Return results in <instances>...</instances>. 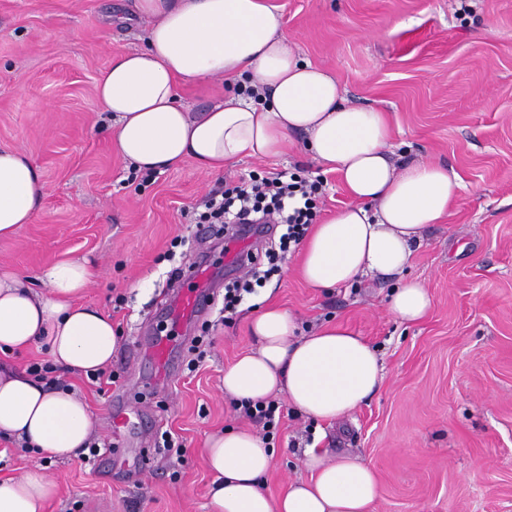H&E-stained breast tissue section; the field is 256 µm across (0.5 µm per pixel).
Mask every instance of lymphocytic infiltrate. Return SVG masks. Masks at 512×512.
Instances as JSON below:
<instances>
[{"instance_id": "f902f5d3", "label": "lymphocytic infiltrate", "mask_w": 512, "mask_h": 512, "mask_svg": "<svg viewBox=\"0 0 512 512\" xmlns=\"http://www.w3.org/2000/svg\"><path fill=\"white\" fill-rule=\"evenodd\" d=\"M322 186L297 177L276 173L270 177L240 180L222 196L207 195L203 216L215 224H274L280 226L279 252L250 257L241 277L224 288V318L232 320L255 285L278 270L280 252L289 251L305 239L316 218V200Z\"/></svg>"}]
</instances>
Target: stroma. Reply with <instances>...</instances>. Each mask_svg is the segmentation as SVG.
<instances>
[{
  "mask_svg": "<svg viewBox=\"0 0 512 512\" xmlns=\"http://www.w3.org/2000/svg\"><path fill=\"white\" fill-rule=\"evenodd\" d=\"M304 57L334 75L347 104L386 113L392 149L451 168L459 201L427 233L408 275L432 295L428 316L395 320L384 283L307 288L287 254L231 323L218 307L190 328L210 340L198 370L155 384L149 360L129 349L175 335L158 310L174 271L198 250V201L250 175L294 172L322 179L321 217L348 204L333 172L304 149L244 158L218 175L193 162L138 173L114 154L109 114L95 84L113 56L141 48L147 23L134 0H0V147L19 149L42 174L31 223L0 239V266L32 275L71 258L94 277L83 304L121 331L109 366L117 382L60 374L88 404L99 457L49 461L0 437V480L34 464L60 478L46 512H208L206 437L246 418L224 394V369L248 349L259 301L294 310L303 330L344 325L368 339L385 378L350 417L332 424L290 412L270 441V495L307 477L305 448L369 461L381 493L374 512H512V0H270ZM152 416L182 452L113 434L115 398ZM151 468L130 483L128 462Z\"/></svg>",
  "mask_w": 512,
  "mask_h": 512,
  "instance_id": "35a3bbf8",
  "label": "stroma"
}]
</instances>
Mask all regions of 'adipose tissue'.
Returning a JSON list of instances; mask_svg holds the SVG:
<instances>
[{"instance_id": "ef3b65f1", "label": "adipose tissue", "mask_w": 512, "mask_h": 512, "mask_svg": "<svg viewBox=\"0 0 512 512\" xmlns=\"http://www.w3.org/2000/svg\"><path fill=\"white\" fill-rule=\"evenodd\" d=\"M148 19L143 49L113 57L96 81L110 112L113 151L142 173L193 161L222 173L244 157L287 154L293 134L313 158L337 173L353 206L316 225L301 250L299 272L313 288L347 285L366 275L393 284L389 310L400 322L421 321L432 306L426 285L406 277L425 231L457 198L448 167L397 162L384 113L346 104L335 78L303 58L267 0H136ZM223 80L230 91L203 111H189L177 89ZM254 88L255 96L244 93ZM45 193L39 169L22 152L0 147V238L31 223ZM93 270L84 259L56 261L36 276L0 267V352L46 345L53 365L70 373L105 370L119 346L109 317L77 304ZM44 291H36L35 283ZM255 347L224 369V394L256 402L284 396L306 417L351 416L380 387L384 365L362 336L338 325L309 335L275 306L250 320ZM96 425L67 388L0 367V437L60 461L93 443ZM205 462L214 474L208 512H371L379 497L373 467L356 456L304 451L311 475L289 481L280 497L260 483L273 451L250 430L210 435ZM59 481L41 465L0 480V512H43Z\"/></svg>"}]
</instances>
